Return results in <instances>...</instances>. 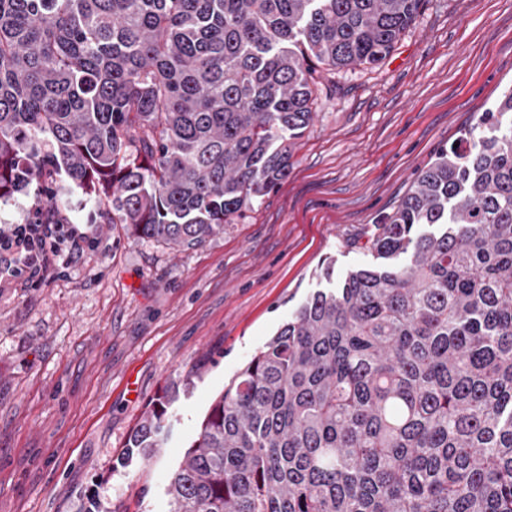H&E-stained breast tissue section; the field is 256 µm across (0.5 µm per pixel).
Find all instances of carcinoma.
<instances>
[{"label":"carcinoma","instance_id":"carcinoma-1","mask_svg":"<svg viewBox=\"0 0 512 512\" xmlns=\"http://www.w3.org/2000/svg\"><path fill=\"white\" fill-rule=\"evenodd\" d=\"M423 0H0V200L195 247L288 177L322 79ZM211 404L169 512H512V89ZM163 395L128 440L150 456Z\"/></svg>","mask_w":512,"mask_h":512}]
</instances>
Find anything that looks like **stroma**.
Here are the masks:
<instances>
[{
  "mask_svg": "<svg viewBox=\"0 0 512 512\" xmlns=\"http://www.w3.org/2000/svg\"><path fill=\"white\" fill-rule=\"evenodd\" d=\"M512 88V0H426L391 56L340 72L288 176L204 244L98 222L66 277L0 288V512H168L211 403L313 292L369 266L368 235ZM149 460L122 457L164 388Z\"/></svg>",
  "mask_w": 512,
  "mask_h": 512,
  "instance_id": "obj_1",
  "label": "stroma"
}]
</instances>
